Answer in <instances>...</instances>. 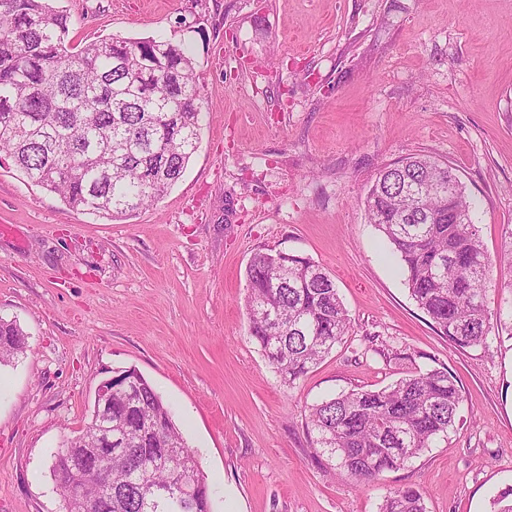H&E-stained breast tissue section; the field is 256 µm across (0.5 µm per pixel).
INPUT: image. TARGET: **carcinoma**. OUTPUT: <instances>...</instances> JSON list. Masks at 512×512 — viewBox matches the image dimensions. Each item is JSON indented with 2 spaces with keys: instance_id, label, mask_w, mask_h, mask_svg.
<instances>
[{
  "instance_id": "obj_1",
  "label": "carcinoma",
  "mask_w": 512,
  "mask_h": 512,
  "mask_svg": "<svg viewBox=\"0 0 512 512\" xmlns=\"http://www.w3.org/2000/svg\"><path fill=\"white\" fill-rule=\"evenodd\" d=\"M70 20L50 0H0V154L72 208L123 218L161 199L200 143L202 93L194 58L171 39L112 36L71 44ZM369 220L397 255L418 307L448 342L485 348L512 322L485 296L493 268L512 274V230L497 260L472 222L474 202L455 169L429 156L384 166L368 188ZM249 335L291 385L346 335L347 310L330 275L310 259L259 252L247 271ZM26 338L0 319V361ZM132 396L112 392V433L126 445L77 470L88 431L51 458L65 512H211L209 487L169 410L143 375ZM463 401L447 369L417 371L379 390L352 389L309 408L316 445L355 482H373L431 447L456 424ZM380 512H426L408 486L384 496ZM491 512H512V486Z\"/></svg>"
}]
</instances>
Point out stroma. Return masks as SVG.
Instances as JSON below:
<instances>
[{
	"label": "stroma",
	"instance_id": "1",
	"mask_svg": "<svg viewBox=\"0 0 512 512\" xmlns=\"http://www.w3.org/2000/svg\"><path fill=\"white\" fill-rule=\"evenodd\" d=\"M73 44L181 40L203 96L181 179L123 220L70 208L0 160V319L27 337L0 365V512H59L50 457L115 371L141 373L196 453L212 512H490L512 486V340L450 345L417 306L363 199L414 154L456 169L489 255L512 228V0H54ZM259 251L308 257L350 319L285 385L248 336ZM445 368L456 427L372 485L345 477L311 404ZM379 512H426L423 493L414 486L389 491Z\"/></svg>",
	"mask_w": 512,
	"mask_h": 512
}]
</instances>
